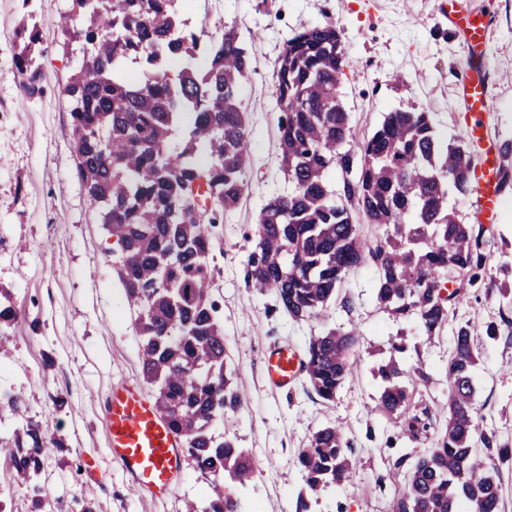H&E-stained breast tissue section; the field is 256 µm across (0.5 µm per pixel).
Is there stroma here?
Listing matches in <instances>:
<instances>
[{
  "label": "stroma",
  "mask_w": 512,
  "mask_h": 512,
  "mask_svg": "<svg viewBox=\"0 0 512 512\" xmlns=\"http://www.w3.org/2000/svg\"><path fill=\"white\" fill-rule=\"evenodd\" d=\"M185 0L182 15L207 35L236 26L252 61L240 91L246 111L252 165L236 209L219 225L211 295L224 323L227 362L245 398L240 414L216 425L234 435L258 462V471L237 495L243 512H391L395 463L421 454L433 441L400 436L375 410L381 381L378 364L392 342H405L407 361H421L429 375L412 402L439 417L448 397L445 366L457 325H469L480 356L474 374L478 420L512 443V339L490 337L500 320L498 296L477 292L453 306L441 336L418 333L410 319L379 308L375 270L350 272L320 318L293 321L275 310L271 293L244 279L246 236L264 198L284 193L272 96L276 60L288 36L310 26H336L346 56L339 96L364 136L394 110L433 112L440 134H459L463 101L457 82L466 65L465 43L451 20L467 12L491 24L486 83L493 107L484 115L487 140L512 139V0ZM72 0H0V290L13 316L0 322L9 347L0 359V444H9L27 422H37L48 451L29 483L16 479L0 456V503L8 512H31L33 488L46 491L44 512H185L210 493L190 456L167 496L134 495L108 453L109 430L102 400L119 381L154 392L142 373L141 338L125 290L112 267L113 237L99 224L77 178L69 105L62 87L79 66L78 53L63 47L61 15ZM32 13L44 49L45 74L35 96L15 81L13 49L24 13ZM357 329L360 362L334 402L321 401L305 381L273 389L263 372L265 350L305 349L310 337L332 328ZM18 400V414L5 412ZM345 426L357 464L339 486L308 494L297 453L312 433Z\"/></svg>",
  "instance_id": "obj_1"
}]
</instances>
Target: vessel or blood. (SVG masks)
Here are the masks:
<instances>
[{
  "instance_id": "b4317fda",
  "label": "vessel or blood",
  "mask_w": 512,
  "mask_h": 512,
  "mask_svg": "<svg viewBox=\"0 0 512 512\" xmlns=\"http://www.w3.org/2000/svg\"><path fill=\"white\" fill-rule=\"evenodd\" d=\"M469 57L483 56L487 23L482 15L458 17ZM458 88L466 107L460 117L462 132L482 147V164L473 175L477 193L476 212L484 220H494L500 203L498 151L494 143L481 137V115L492 105L486 96L485 75L466 67ZM267 381L280 389L294 384L303 373V356L291 346L271 348L264 359ZM105 414L111 432L109 452L122 467L134 494L163 496L177 482L183 448L177 435L138 388L115 384L105 401Z\"/></svg>"
}]
</instances>
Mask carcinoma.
Listing matches in <instances>:
<instances>
[{
	"instance_id": "obj_1",
	"label": "carcinoma",
	"mask_w": 512,
	"mask_h": 512,
	"mask_svg": "<svg viewBox=\"0 0 512 512\" xmlns=\"http://www.w3.org/2000/svg\"><path fill=\"white\" fill-rule=\"evenodd\" d=\"M184 0H73L63 47L75 41L82 62L63 93L70 103L76 174L92 211L116 237L115 267L143 341L142 369L155 405L182 437L211 494L188 512H241L236 484L250 481L256 460L214 426L236 415L243 399L226 363L224 324L211 298L217 225L246 186L249 136L239 91L251 59L237 31L224 27L203 42L181 16ZM37 25L17 31L13 74L30 96L45 75ZM137 64L140 72H129ZM346 57L333 25L295 32L277 58L272 94L281 168L290 189L264 199L242 261L247 283L269 291L293 320L322 316L350 271L370 262L377 303L412 317L434 338L452 306L483 288L512 303V260L493 263L483 227L461 224L448 197L474 190L467 139H441L425 111L386 113L355 140L339 98ZM500 180L512 188V141L501 145ZM342 187L330 183L335 170ZM383 229L360 234L354 214ZM357 329L309 338L305 378L331 402L351 376ZM479 356L468 325L454 333L445 378L443 421L416 411L412 389L427 383L422 367L395 358L379 367L378 410L416 438L433 430L435 446L406 467L391 512H499L498 464L512 448L476 422L474 369ZM47 451L28 422L15 447L0 448L17 474L30 478ZM305 485L317 493L346 481L352 449L334 424L299 449Z\"/></svg>"
}]
</instances>
